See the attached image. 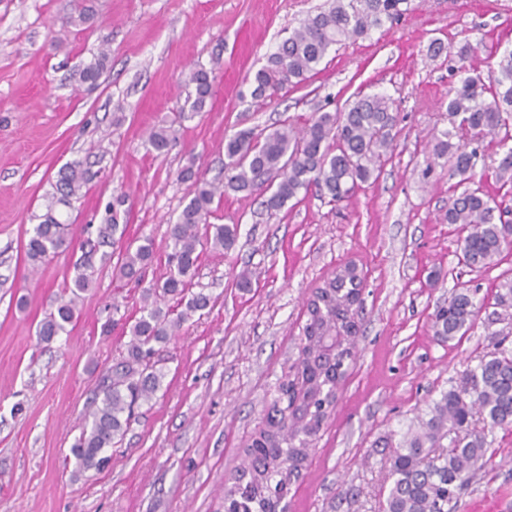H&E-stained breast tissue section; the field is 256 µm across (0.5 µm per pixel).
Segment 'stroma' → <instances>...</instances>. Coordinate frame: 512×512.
<instances>
[{
    "label": "stroma",
    "mask_w": 512,
    "mask_h": 512,
    "mask_svg": "<svg viewBox=\"0 0 512 512\" xmlns=\"http://www.w3.org/2000/svg\"><path fill=\"white\" fill-rule=\"evenodd\" d=\"M326 3L93 0L94 23L68 28L73 0H0V512H224V479L242 466L297 360L306 301L347 264L363 278L357 356L289 496L291 512H376L383 440H401L484 355L512 352V319L494 316L512 252L481 272L459 265V233L443 219L455 183L447 159H432L428 147L448 126L459 46L482 38L512 50V0H412L397 23L330 51L301 87L252 99L256 71ZM435 39L445 45L437 58ZM103 45L111 57L99 86L72 94V75ZM216 59L204 111L156 153L147 129L172 118L189 70ZM360 92L391 97L399 115L376 182L340 202L314 188L275 215L263 194L224 196L210 221L240 230L231 250L200 254L192 289L209 295L208 309L161 351L162 386L112 448L109 467L78 471L72 444L99 373L126 352L121 325L138 317L140 290L114 263L95 264L67 334L46 344L35 329L60 302L113 194H126L124 243L149 237L164 252L169 223L189 200L184 167L218 179L226 136L286 119L299 128ZM74 158L95 177L68 211L65 247L31 266L25 244L42 198ZM434 269L442 278L431 285ZM459 281L484 304L461 339L440 343L430 316ZM487 440L488 463L454 512L497 499L512 512V431L494 428Z\"/></svg>",
    "instance_id": "1"
}]
</instances>
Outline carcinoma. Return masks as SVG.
<instances>
[{
  "mask_svg": "<svg viewBox=\"0 0 512 512\" xmlns=\"http://www.w3.org/2000/svg\"><path fill=\"white\" fill-rule=\"evenodd\" d=\"M409 0H330L309 14L300 27L267 58L253 78L251 96L271 100L283 90L295 88L319 72L329 50L348 40L366 37L371 30L392 23L405 13ZM93 18V10L79 0L65 26H79ZM496 52L483 41L460 48L464 61ZM103 47L93 60L74 74L78 87L99 85L109 60ZM213 69L193 68L185 85L183 104L166 124L147 134L151 148L162 153L179 140L183 122L204 108L213 93ZM449 127L433 145V156L448 157L449 177L469 179L480 143L490 136L498 140L504 156L497 180L512 185V51L484 75L478 70L464 77L448 99ZM394 101L384 95L357 94L340 112H315L307 125L294 131L288 124L269 133L241 130L225 139L224 177L218 183L198 176L193 166L179 173L191 182L189 201L170 228L168 267L163 280L141 288L140 317L126 327V355L101 376L91 410L71 452L80 469H101L103 455L123 439L134 410L149 402L164 377L158 367L162 346L170 343L188 320L209 307L210 297L194 292L191 282L205 245L229 250L237 240L235 224H212L215 200L230 192H254L267 180L270 195L264 201L270 212L282 210L300 191L315 186L333 201L377 179L397 135ZM87 163L79 158L57 172L53 192L44 200V213L33 227L26 254L37 264L65 244L69 208L93 179ZM126 195L112 196L104 209L103 224L89 250L75 264L71 283L61 299L37 327V338L51 342L67 332L75 317L77 301L92 282L93 256L99 248L124 235L120 226ZM496 196L482 187L465 189L451 197L444 221L458 225V260L473 271L494 265L504 251L512 250L511 213ZM155 259L151 238L127 245L117 264L122 279L142 283L144 270ZM363 282L346 269L315 289L307 302L299 358L293 378L279 385V397L269 407L257 439L247 448L244 465L224 482V503L232 512H271L275 503L291 493L300 477V464L330 416L331 397L357 355V325L352 307L361 301ZM476 291L455 286L448 301L431 315L434 336L449 342L473 325L480 306ZM512 428V353L495 350L466 370L458 383L431 400L425 416L408 430L402 443L387 459L390 481L378 502L379 512H451L450 504L473 483L486 464L488 444L484 429Z\"/></svg>",
  "mask_w": 512,
  "mask_h": 512,
  "instance_id": "obj_1",
  "label": "carcinoma"
}]
</instances>
